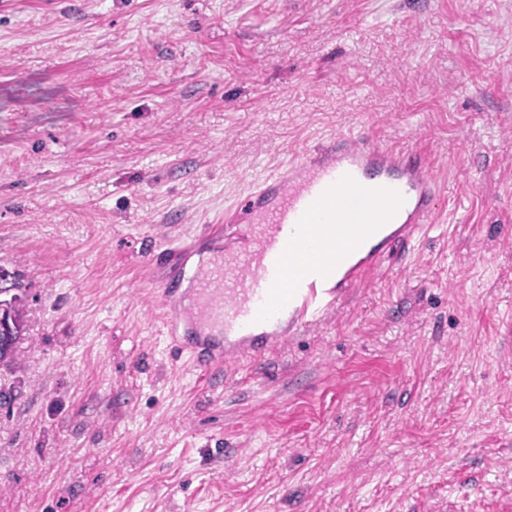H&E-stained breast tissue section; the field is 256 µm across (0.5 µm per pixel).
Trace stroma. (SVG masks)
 <instances>
[{
    "label": "stroma",
    "mask_w": 512,
    "mask_h": 512,
    "mask_svg": "<svg viewBox=\"0 0 512 512\" xmlns=\"http://www.w3.org/2000/svg\"><path fill=\"white\" fill-rule=\"evenodd\" d=\"M358 132L436 221L199 380L153 240ZM1 265L0 512H512V0H0ZM9 272L7 268H3L0 270V325L4 329H9L11 325V308L13 310L14 315V330L13 336H17V344L14 348L9 349L5 345H1L0 347V367L5 366L8 367L10 363L13 362L15 354L17 352V345L23 336L26 333V323H25V315H24V307H23V297L18 293H15L16 300L13 304V296L11 295L10 299H2V295H8L10 291L16 290L21 291L20 288V275L17 271H13L11 281L9 277ZM9 282V287L4 288L3 285ZM12 288V289H11ZM13 304V307L11 306Z\"/></svg>",
    "instance_id": "1"
}]
</instances>
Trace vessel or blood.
I'll return each mask as SVG.
<instances>
[{
    "mask_svg": "<svg viewBox=\"0 0 512 512\" xmlns=\"http://www.w3.org/2000/svg\"><path fill=\"white\" fill-rule=\"evenodd\" d=\"M439 172L418 148L340 134L254 185L224 215V242L189 292L153 282L170 313V348L203 380L264 354L284 327L304 328L364 282L436 210ZM203 329L182 342L186 320Z\"/></svg>",
    "mask_w": 512,
    "mask_h": 512,
    "instance_id": "1",
    "label": "vessel or blood"
}]
</instances>
